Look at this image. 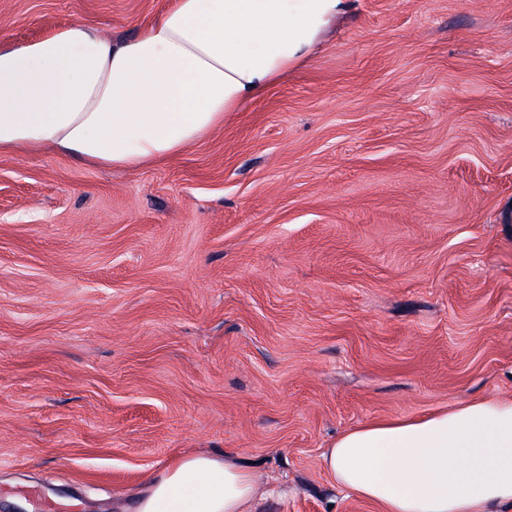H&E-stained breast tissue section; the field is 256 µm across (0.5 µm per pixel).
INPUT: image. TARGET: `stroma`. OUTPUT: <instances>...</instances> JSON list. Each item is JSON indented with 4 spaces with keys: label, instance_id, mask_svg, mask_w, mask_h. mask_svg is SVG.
I'll use <instances>...</instances> for the list:
<instances>
[{
    "label": "stroma",
    "instance_id": "1",
    "mask_svg": "<svg viewBox=\"0 0 512 512\" xmlns=\"http://www.w3.org/2000/svg\"><path fill=\"white\" fill-rule=\"evenodd\" d=\"M171 0H0L16 44ZM512 397V0H352L180 155L0 156V512H130L178 450L257 512H376L320 454Z\"/></svg>",
    "mask_w": 512,
    "mask_h": 512
}]
</instances>
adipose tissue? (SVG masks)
<instances>
[{
  "mask_svg": "<svg viewBox=\"0 0 512 512\" xmlns=\"http://www.w3.org/2000/svg\"><path fill=\"white\" fill-rule=\"evenodd\" d=\"M349 0H173L133 34L89 22L0 41V155L43 148L140 169L174 158L306 63ZM341 488L378 512L512 506V398L376 420L322 453ZM253 474L230 455L183 452L135 512H254Z\"/></svg>",
  "mask_w": 512,
  "mask_h": 512,
  "instance_id": "adipose-tissue-1",
  "label": "adipose tissue"
}]
</instances>
